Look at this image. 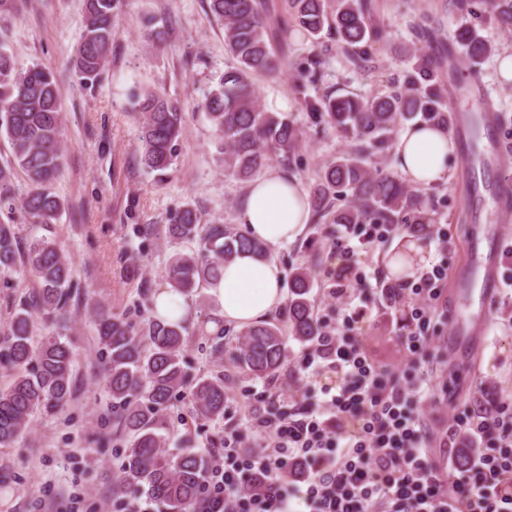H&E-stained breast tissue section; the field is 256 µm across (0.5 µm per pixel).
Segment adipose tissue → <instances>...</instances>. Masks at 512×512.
I'll list each match as a JSON object with an SVG mask.
<instances>
[{
	"label": "adipose tissue",
	"mask_w": 512,
	"mask_h": 512,
	"mask_svg": "<svg viewBox=\"0 0 512 512\" xmlns=\"http://www.w3.org/2000/svg\"><path fill=\"white\" fill-rule=\"evenodd\" d=\"M455 151V143L441 129L406 127L396 144L398 171L418 188L443 183ZM310 217L302 182L274 170L249 185L237 221L249 238L273 251L294 242ZM210 293L225 324H255L282 305L283 273L273 258L242 252L225 263L224 276Z\"/></svg>",
	"instance_id": "adipose-tissue-1"
}]
</instances>
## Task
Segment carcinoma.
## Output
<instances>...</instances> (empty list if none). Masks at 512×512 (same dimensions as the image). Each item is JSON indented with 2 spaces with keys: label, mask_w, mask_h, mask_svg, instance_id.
<instances>
[{
  "label": "carcinoma",
  "mask_w": 512,
  "mask_h": 512,
  "mask_svg": "<svg viewBox=\"0 0 512 512\" xmlns=\"http://www.w3.org/2000/svg\"><path fill=\"white\" fill-rule=\"evenodd\" d=\"M212 15L224 24V43L237 67L219 77L217 88L204 95L202 107L224 145V165L241 179L259 173L272 158L290 163L300 140V130L288 116L263 111L251 83L254 76H275L278 53L289 32L309 37L328 29L355 63L366 61L368 44L377 37L371 27L369 0H337L328 14L325 0H290V17L281 26L270 25L266 0H208ZM119 0H85V21L74 69L84 85L99 81L112 45V14ZM458 6L486 15L502 27H512V0H458ZM471 61L488 57L493 47L472 27L458 28L452 52ZM423 81L409 77L400 94L363 98L356 94L326 95L306 101V108L340 135L353 140L349 154L336 157L319 175L309 204L312 218L332 217L334 224H397L406 212H419L417 193L393 176L372 170L368 156L382 153L396 124L420 119L421 125L443 128L448 113L443 88L431 79V64L418 66ZM143 121L140 128L141 163L151 171L171 167L182 134L180 105L162 94L133 95ZM62 122L57 81L53 72L39 65L17 68L13 55L0 39V134L10 145L11 160L0 166V205L11 208L7 195L14 172L21 171L28 189L20 205L29 223H56L64 204L51 190L60 172L63 151ZM352 199L334 206L333 200ZM170 237L196 243L189 254H177L168 267L171 288L184 294L201 285L217 283L224 262L238 251L261 255L264 248L224 224H200L195 209L187 207L167 225ZM19 267L37 280L38 293L15 311L0 337L6 362L19 369L0 389V447H8L26 429L36 413L60 412L73 394L74 355L71 343L60 335L32 343V312L46 318L66 317L74 283L70 263L57 243L45 235L30 237L20 245L15 225L0 222V273ZM312 281L299 268L292 275V291L284 323L263 321L240 331L245 343L234 352L238 367L254 378H269L283 365L284 331L299 342L319 332L310 300ZM98 344L105 357L104 381L112 409L129 437L115 494H145L160 512H196L204 490L206 459L184 450L166 455L162 447L169 436L164 412L188 383L181 350L191 330L183 322L152 316L137 336L132 322L98 308L94 312ZM227 393L224 377H200L191 399L197 415L205 419L224 416Z\"/></svg>",
  "instance_id": "1"
}]
</instances>
